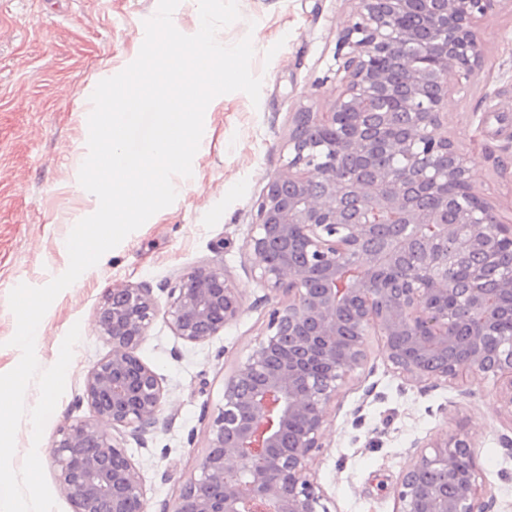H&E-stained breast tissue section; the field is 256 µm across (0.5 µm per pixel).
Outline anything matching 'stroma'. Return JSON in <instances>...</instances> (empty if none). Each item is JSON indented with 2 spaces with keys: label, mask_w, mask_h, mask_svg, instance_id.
Here are the masks:
<instances>
[{
  "label": "stroma",
  "mask_w": 512,
  "mask_h": 512,
  "mask_svg": "<svg viewBox=\"0 0 512 512\" xmlns=\"http://www.w3.org/2000/svg\"><path fill=\"white\" fill-rule=\"evenodd\" d=\"M240 18L222 29L225 44L251 37L259 103L242 92L216 97L191 177H174L175 202L153 215L55 299L35 344L41 368L52 366L63 338L81 324L66 391L40 444L30 421L17 435L14 468L37 448L59 512H73L60 491L49 448L57 429L91 418L77 399L89 369L108 354L97 311L108 288L150 286L159 306L185 271L223 266L243 296L244 311L204 343L178 338L156 320L138 350L161 379L171 425L146 445L126 442L145 490L146 512H162L197 472L207 424L223 403L224 379L263 333L272 303L243 256L256 204L286 162L292 116L325 112L340 91L337 42L352 0H238ZM158 0H0V373L13 369L16 320L8 295L18 284L39 287L68 267L66 239L97 209L78 173L88 154L90 96L97 83L138 55L144 22ZM482 64L454 84L448 137L468 161L472 181L500 215L512 219V0H495L476 29ZM463 430L475 437L476 478L496 497L493 512H512V413L497 399L494 379L472 388L406 382L369 340V359L328 411L325 446L311 464L330 512H395L394 489L414 458L415 443Z\"/></svg>",
  "instance_id": "35a3bbf8"
}]
</instances>
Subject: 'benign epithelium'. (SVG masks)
Listing matches in <instances>:
<instances>
[{
    "mask_svg": "<svg viewBox=\"0 0 512 512\" xmlns=\"http://www.w3.org/2000/svg\"><path fill=\"white\" fill-rule=\"evenodd\" d=\"M339 37L342 90L327 112L294 113L288 160L270 179L244 257L268 293L263 334L224 380L208 452L173 512H329L311 474L328 408L379 336L406 381L466 385L491 375L512 410V224L480 196L444 131L449 76L481 64L475 26L493 0H354ZM398 156L401 164L387 163ZM503 270L497 288L483 284ZM244 311L219 265L184 272L159 310L152 289L120 285L98 311L109 353L79 398L95 419L59 428L50 448L73 512H145L123 446L153 433L165 403L137 355L158 315L204 343ZM404 468L396 512H491L474 443L451 432Z\"/></svg>",
    "mask_w": 512,
    "mask_h": 512,
    "instance_id": "benign-epithelium-1",
    "label": "benign epithelium"
}]
</instances>
